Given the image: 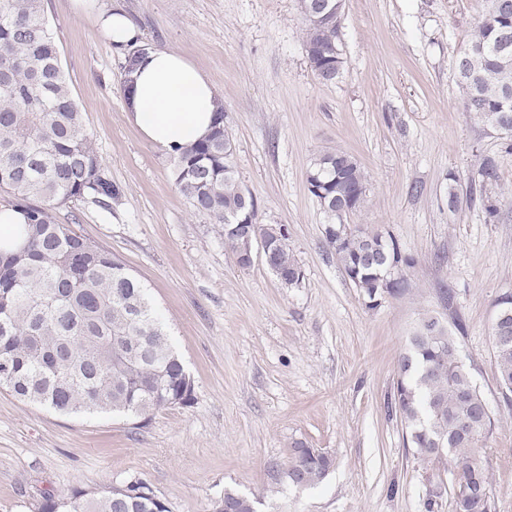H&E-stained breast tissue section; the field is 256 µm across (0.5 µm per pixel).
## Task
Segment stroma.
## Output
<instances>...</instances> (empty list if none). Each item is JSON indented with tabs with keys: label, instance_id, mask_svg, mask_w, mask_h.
I'll use <instances>...</instances> for the list:
<instances>
[{
	"label": "stroma",
	"instance_id": "stroma-1",
	"mask_svg": "<svg viewBox=\"0 0 512 512\" xmlns=\"http://www.w3.org/2000/svg\"><path fill=\"white\" fill-rule=\"evenodd\" d=\"M487 0H344L342 76L324 84L303 47L299 0H45L63 69L116 198L56 211L119 257L149 290L194 384L191 406L143 427L109 414L61 415L0 388V512H36L43 492L104 490L146 480L171 512H209L233 490L256 512L434 510L447 465L407 447L390 406L401 354L428 317L459 337V355L494 429L481 442L496 512H512V392L501 389L490 339L497 300L512 294V206L448 208L486 159L512 197V152L464 112L457 59ZM125 14L139 43L198 66L224 101L234 166L264 225H287L303 272L283 286L261 262L237 265L224 239L176 189L173 155L144 141L125 112V48L94 18ZM332 147L364 169L369 192L346 223L396 240L412 259L404 290L368 307L324 236L307 175ZM302 441L333 459L317 487L279 482Z\"/></svg>",
	"mask_w": 512,
	"mask_h": 512
}]
</instances>
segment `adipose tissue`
I'll list each match as a JSON object with an SVG mask.
<instances>
[{
    "mask_svg": "<svg viewBox=\"0 0 512 512\" xmlns=\"http://www.w3.org/2000/svg\"><path fill=\"white\" fill-rule=\"evenodd\" d=\"M128 84V118L147 143L177 154L210 134L219 94L180 52L142 54Z\"/></svg>",
    "mask_w": 512,
    "mask_h": 512,
    "instance_id": "1",
    "label": "adipose tissue"
}]
</instances>
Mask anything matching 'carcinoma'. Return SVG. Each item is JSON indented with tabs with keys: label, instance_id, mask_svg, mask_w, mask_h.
Segmentation results:
<instances>
[{
	"label": "carcinoma",
	"instance_id": "carcinoma-1",
	"mask_svg": "<svg viewBox=\"0 0 512 512\" xmlns=\"http://www.w3.org/2000/svg\"><path fill=\"white\" fill-rule=\"evenodd\" d=\"M304 50L316 77L338 79L340 28L318 15L304 16ZM462 107L512 135V11L503 14L490 0L472 39L457 61ZM231 133L218 104L207 140L175 156L173 181L193 210L224 232L230 213L257 201L244 195L234 167L225 164L224 142ZM310 172L323 193H314L324 214L345 200L361 207L368 184L357 160L342 151L322 150ZM119 194L100 161L83 112L62 69L45 0H0V203L26 218L20 225L27 247L0 250V387L22 401L63 415L147 416L170 408V397L194 402L184 365L146 289L125 264L99 243L60 224L54 209L93 195ZM337 262L359 288L366 304L401 291L398 279L382 287L380 275L412 258L399 245L365 230L337 246ZM277 263L301 266L288 243L273 242ZM458 337L427 324L412 336L399 359L394 406L406 430V444L429 462L448 461L453 471V512H494L490 477L478 459L477 444L493 426L482 411L484 397L458 356ZM499 386L512 392V342L493 346ZM332 459L312 455L306 444L290 450L281 479L313 488L327 477ZM255 512L249 497L232 490L212 501L211 512ZM38 512H170L152 487L128 480L100 493L75 487L66 495L43 493Z\"/></svg>",
	"mask_w": 512,
	"mask_h": 512
}]
</instances>
